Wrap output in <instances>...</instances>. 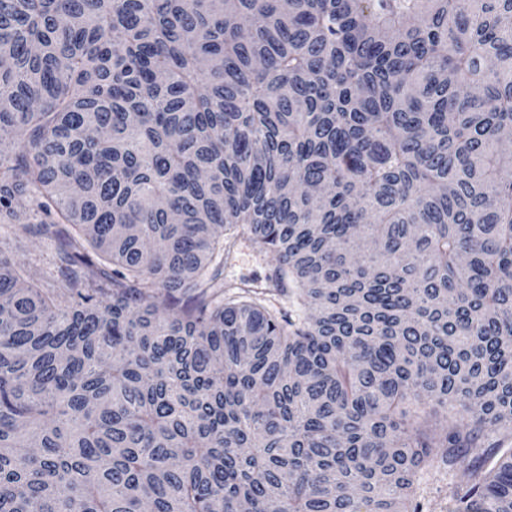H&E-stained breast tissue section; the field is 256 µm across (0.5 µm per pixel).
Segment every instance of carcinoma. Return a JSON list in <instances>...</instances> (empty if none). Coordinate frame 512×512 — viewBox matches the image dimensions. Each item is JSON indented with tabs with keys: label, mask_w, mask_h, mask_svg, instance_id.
<instances>
[{
	"label": "carcinoma",
	"mask_w": 512,
	"mask_h": 512,
	"mask_svg": "<svg viewBox=\"0 0 512 512\" xmlns=\"http://www.w3.org/2000/svg\"><path fill=\"white\" fill-rule=\"evenodd\" d=\"M0 512H512V0H0ZM258 291L209 274L230 241ZM38 224H31V232H22L9 224L0 226V245L4 253L29 263L32 271L48 288H58L60 282L55 268L53 242L37 232ZM219 271L222 283H239L241 280L265 282L272 273L269 259L257 253L248 241L241 239L232 248L228 259L217 256L210 271ZM266 299V304L286 313L292 320H297L299 317H305L308 313L305 309H301L296 304L291 294H288V292L282 293L278 290H273L271 294L266 296ZM456 479L455 471L448 474V466L431 471L420 498L423 512H449V487Z\"/></svg>",
	"instance_id": "cac0c4a2"
}]
</instances>
